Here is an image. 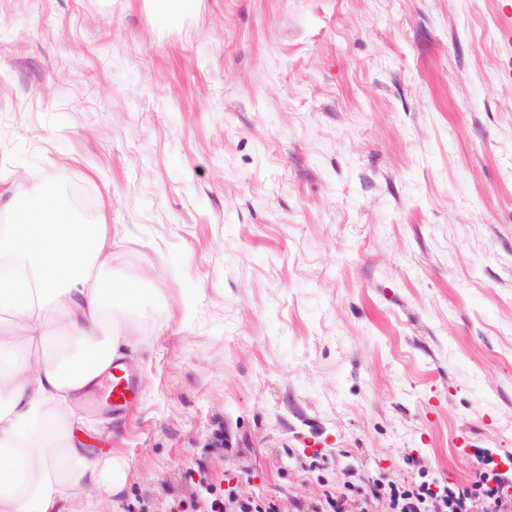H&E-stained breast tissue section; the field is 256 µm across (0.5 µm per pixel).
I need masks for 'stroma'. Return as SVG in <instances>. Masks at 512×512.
<instances>
[{"mask_svg":"<svg viewBox=\"0 0 512 512\" xmlns=\"http://www.w3.org/2000/svg\"><path fill=\"white\" fill-rule=\"evenodd\" d=\"M512 0H0V210L86 190L137 285L93 512H393L512 455ZM469 451H462L463 441Z\"/></svg>","mask_w":512,"mask_h":512,"instance_id":"35a3bbf8","label":"stroma"}]
</instances>
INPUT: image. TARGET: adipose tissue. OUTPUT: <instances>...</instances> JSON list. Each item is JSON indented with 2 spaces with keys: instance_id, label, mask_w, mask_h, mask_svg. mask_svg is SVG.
<instances>
[{
  "instance_id": "adipose-tissue-1",
  "label": "adipose tissue",
  "mask_w": 512,
  "mask_h": 512,
  "mask_svg": "<svg viewBox=\"0 0 512 512\" xmlns=\"http://www.w3.org/2000/svg\"><path fill=\"white\" fill-rule=\"evenodd\" d=\"M112 240L47 187L0 225V512H75L126 488L124 456H90L75 433L84 391L140 342L116 314L139 288L104 280Z\"/></svg>"
}]
</instances>
